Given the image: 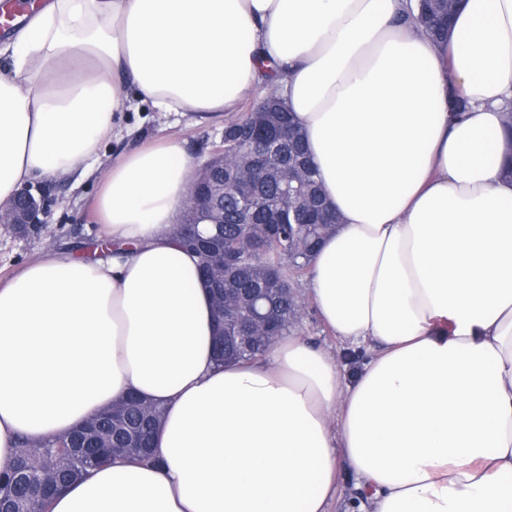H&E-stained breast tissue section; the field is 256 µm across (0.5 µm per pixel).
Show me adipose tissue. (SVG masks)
<instances>
[{"label":"adipose tissue","instance_id":"adipose-tissue-1","mask_svg":"<svg viewBox=\"0 0 512 512\" xmlns=\"http://www.w3.org/2000/svg\"><path fill=\"white\" fill-rule=\"evenodd\" d=\"M415 2L50 0L0 45V205L91 173L134 100L220 123L274 61L340 216L306 293L369 351L349 383L296 334L217 364L170 232L192 161L136 148L98 179L111 258L50 252L0 285V470L128 394L165 407L160 465L97 468L48 512H329L347 472L360 512H512V0H465L446 46Z\"/></svg>","mask_w":512,"mask_h":512}]
</instances>
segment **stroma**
Masks as SVG:
<instances>
[{"label":"stroma","instance_id":"stroma-1","mask_svg":"<svg viewBox=\"0 0 512 512\" xmlns=\"http://www.w3.org/2000/svg\"><path fill=\"white\" fill-rule=\"evenodd\" d=\"M121 137L103 144L94 164V172L84 178L36 180L30 182L32 192L44 194L48 222L55 236V250L75 256H92L96 242L106 235L95 219L91 203L98 189V175L108 169L122 154L150 140L175 137L183 141L193 162H201L214 144L220 143L223 124L199 123L189 116H176L152 111L149 105L124 113ZM44 238L15 233L0 226V281H5L46 249Z\"/></svg>","mask_w":512,"mask_h":512}]
</instances>
